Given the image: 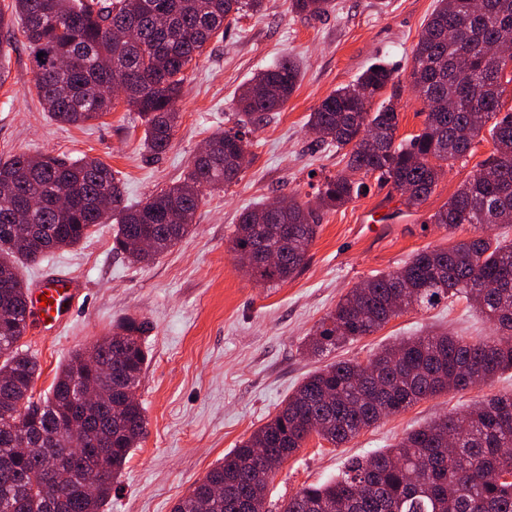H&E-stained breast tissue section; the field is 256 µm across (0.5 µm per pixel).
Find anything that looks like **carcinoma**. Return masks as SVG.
Listing matches in <instances>:
<instances>
[{"mask_svg": "<svg viewBox=\"0 0 512 512\" xmlns=\"http://www.w3.org/2000/svg\"><path fill=\"white\" fill-rule=\"evenodd\" d=\"M264 0H11L0 8V45L20 31L33 63L40 104L56 122L83 125L112 110L119 85L144 120L143 148L166 152L178 118L185 72L224 22L258 12ZM332 0H288L299 15L329 11ZM21 22L15 28V21ZM138 27V43L114 35ZM512 0H437L414 50L411 79L427 105L423 128L398 140L401 89L384 62L327 95L309 113L319 141L343 152L345 169L325 178L316 204L290 199L269 215L267 205L244 209L230 252L265 283L288 280L305 264L321 211L361 195L370 176L420 207L450 162L466 157L483 129L494 152L431 215L453 232L478 230L512 216V111H502V79L512 56ZM299 71L290 60L260 71L237 100V126L215 132L207 154L193 156L187 174L138 205L124 199L118 172L97 157L15 155L0 161V512H104L112 486L146 432L136 398L148 362L145 322L128 317L59 367L49 394L34 400L40 366L19 345L27 331L28 288L18 264L72 248L105 223L99 200L111 202L115 250L148 264L192 232L203 191H217L242 172L247 135L283 108ZM376 108H371L373 101ZM362 179H355V175ZM63 194L69 207L58 211ZM140 234L150 252L127 248ZM282 253L267 263L263 247ZM468 299L493 325L473 338L444 332L412 336L381 348L365 364L338 360L308 374L277 414L224 454L173 512H268L266 494L279 467L315 434L338 448L380 420L421 400L467 390L512 371V241L475 235L444 249L414 253L399 269L350 289L308 339L322 355L371 336L410 308L429 310L452 297ZM96 364L87 366L86 356ZM89 383L106 399L78 406ZM512 392L491 394L465 413H451L412 430L393 447L351 457L322 484L288 497L281 512H512Z\"/></svg>", "mask_w": 512, "mask_h": 512, "instance_id": "obj_1", "label": "carcinoma"}]
</instances>
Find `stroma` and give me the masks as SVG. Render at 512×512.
<instances>
[{
    "mask_svg": "<svg viewBox=\"0 0 512 512\" xmlns=\"http://www.w3.org/2000/svg\"><path fill=\"white\" fill-rule=\"evenodd\" d=\"M335 4L326 15L305 18L291 13L287 0H265L262 13H244L226 23L223 36L213 39L189 67L171 145L157 158L142 151L141 119L123 98L90 125L59 124L37 100L22 41L0 55V160L22 153L98 157L118 171L132 204L182 180L209 136L234 126L237 94L258 71L283 59L300 67L288 102L268 113L252 134L238 181L206 193L194 232L168 253L147 265L130 264L113 250L114 229L106 223L92 227L77 247L20 270L31 288L63 278L83 290L59 334L38 332L20 341L40 365L34 395L47 394L59 366L75 350L106 336L122 317H137L151 327L145 340L149 362L137 388L147 434L130 454L106 512H171L227 452L276 415L308 373L329 361L364 364L382 346L405 336L492 332L466 299L455 298L429 310L406 311L374 335L329 356L303 350L315 326L350 288L402 267L419 250L472 237L469 227L449 233L428 218L492 154L486 133L476 139L472 155L449 167L420 208H406L399 193L371 178L365 195L323 212L304 267L286 281L256 282L228 250L243 208L293 195L314 200L323 177L344 168L335 146L316 143L307 116L372 63L387 62L398 73L399 137H411L423 127L426 107L412 88L410 72L436 0ZM510 390L512 372L507 371L490 383L421 401L340 448L310 436L277 470L268 508L280 512L303 485L334 478L348 457L390 447L437 416Z\"/></svg>",
    "mask_w": 512,
    "mask_h": 512,
    "instance_id": "obj_1",
    "label": "stroma"
}]
</instances>
